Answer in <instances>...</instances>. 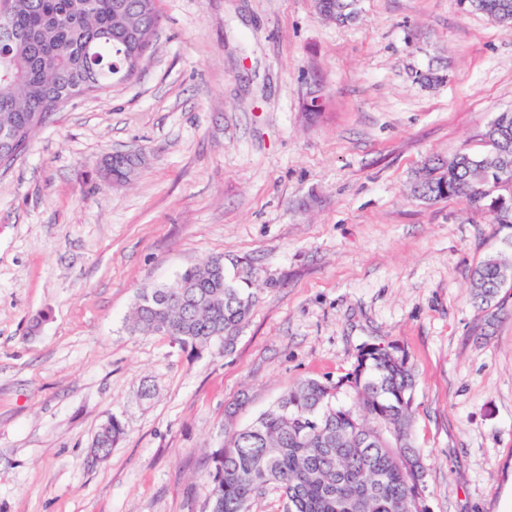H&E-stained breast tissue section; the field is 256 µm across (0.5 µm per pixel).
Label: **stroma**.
<instances>
[{
    "instance_id": "1",
    "label": "stroma",
    "mask_w": 512,
    "mask_h": 512,
    "mask_svg": "<svg viewBox=\"0 0 512 512\" xmlns=\"http://www.w3.org/2000/svg\"><path fill=\"white\" fill-rule=\"evenodd\" d=\"M158 9L141 73L0 169V512H208L226 422L391 343L417 374L431 512H512V287L488 308L470 288L512 256V225L409 198L428 159L485 151L512 109V33L457 0H360L345 25L315 0ZM138 150L134 180L100 182L101 158ZM216 256L275 281L232 352L128 331L139 289ZM111 416L124 435L87 465Z\"/></svg>"
}]
</instances>
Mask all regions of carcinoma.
<instances>
[{"label": "carcinoma", "mask_w": 512, "mask_h": 512, "mask_svg": "<svg viewBox=\"0 0 512 512\" xmlns=\"http://www.w3.org/2000/svg\"><path fill=\"white\" fill-rule=\"evenodd\" d=\"M326 18L357 15V0H320ZM467 12L512 28V0H459ZM14 40L0 51V162L27 149L33 132L54 112L119 83L137 46L150 52L161 16L155 0H12ZM484 138L499 151L434 158L412 197L429 203L468 199L512 173V111L501 112ZM219 258L186 269L162 287L137 293L128 330L160 334L193 353L219 342L233 348L256 302L262 270L249 261L227 267ZM508 266L491 256L472 272V299L491 306ZM415 373L396 344L365 345L351 372L337 380L306 379L250 425L225 431L224 447L206 473L211 512H251L269 487L282 512H430L425 470L412 437ZM107 457L124 433L108 418Z\"/></svg>", "instance_id": "carcinoma-1"}]
</instances>
